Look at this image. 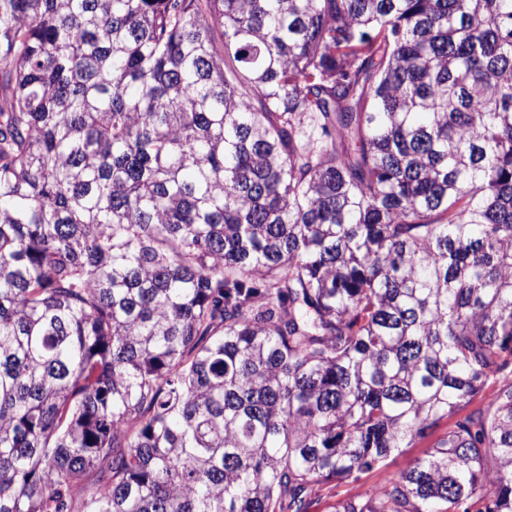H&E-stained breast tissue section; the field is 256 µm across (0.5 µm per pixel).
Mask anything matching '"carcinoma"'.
Returning a JSON list of instances; mask_svg holds the SVG:
<instances>
[{"instance_id":"cac0c4a2","label":"carcinoma","mask_w":512,"mask_h":512,"mask_svg":"<svg viewBox=\"0 0 512 512\" xmlns=\"http://www.w3.org/2000/svg\"><path fill=\"white\" fill-rule=\"evenodd\" d=\"M0 91V512H309L448 418L336 512H512V0H0ZM447 424L444 421L434 434L425 440H420L413 448H402L403 452L395 454L388 460V465L380 469H375L368 473L360 483H328L318 493L310 508V512H332L336 501L357 494L361 488L360 484L366 482L384 483L390 479L397 478L399 474L408 468V466L417 457L423 456L430 443L446 429Z\"/></svg>"}]
</instances>
